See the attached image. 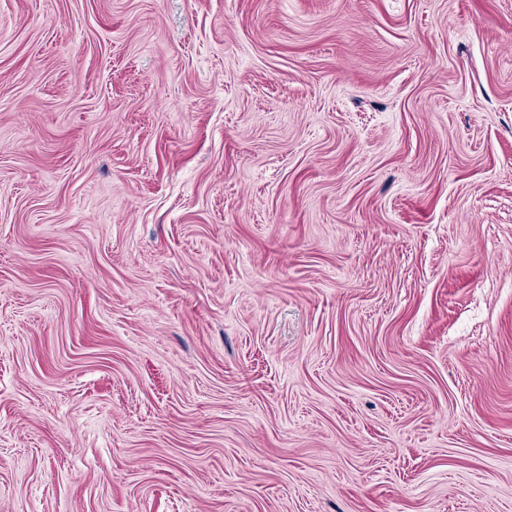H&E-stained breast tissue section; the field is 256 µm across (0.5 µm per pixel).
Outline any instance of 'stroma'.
I'll list each match as a JSON object with an SVG mask.
<instances>
[{"instance_id":"1","label":"stroma","mask_w":512,"mask_h":512,"mask_svg":"<svg viewBox=\"0 0 512 512\" xmlns=\"http://www.w3.org/2000/svg\"><path fill=\"white\" fill-rule=\"evenodd\" d=\"M0 512H512V0H0Z\"/></svg>"}]
</instances>
